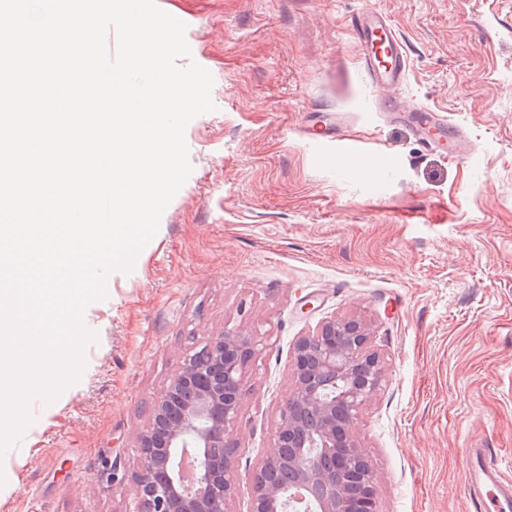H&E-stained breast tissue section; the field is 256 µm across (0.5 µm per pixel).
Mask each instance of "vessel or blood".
I'll return each mask as SVG.
<instances>
[{
	"instance_id": "1",
	"label": "vessel or blood",
	"mask_w": 512,
	"mask_h": 512,
	"mask_svg": "<svg viewBox=\"0 0 512 512\" xmlns=\"http://www.w3.org/2000/svg\"><path fill=\"white\" fill-rule=\"evenodd\" d=\"M353 38L359 47V64L369 79L388 91L384 109L409 124L430 147L451 160L463 159L469 141L447 116L425 107H406L396 92L405 82L409 63L406 46L393 21L384 12L369 8L351 19ZM489 448L468 449L465 466L466 496L470 512H512V480L505 478Z\"/></svg>"
}]
</instances>
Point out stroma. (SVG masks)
I'll return each mask as SVG.
<instances>
[{
  "mask_svg": "<svg viewBox=\"0 0 512 512\" xmlns=\"http://www.w3.org/2000/svg\"><path fill=\"white\" fill-rule=\"evenodd\" d=\"M181 17L214 111L193 170L130 271L83 314L79 380L0 453V512H127L138 433L185 349L225 326L257 354L227 512H248L291 389L295 341L370 322L385 375L358 419L380 512H468L466 449L512 478V0H157ZM387 13L409 57L404 105L444 111L471 155L427 149L382 112L350 20ZM338 113L352 173L306 133Z\"/></svg>",
  "mask_w": 512,
  "mask_h": 512,
  "instance_id": "stroma-1",
  "label": "stroma"
}]
</instances>
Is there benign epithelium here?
<instances>
[{"label": "benign epithelium", "mask_w": 512, "mask_h": 512, "mask_svg": "<svg viewBox=\"0 0 512 512\" xmlns=\"http://www.w3.org/2000/svg\"><path fill=\"white\" fill-rule=\"evenodd\" d=\"M372 336L362 319L341 317L295 342L291 391L273 451L255 470L249 512H285V486L265 478L280 468L305 487L314 512H379L357 432L383 378ZM255 355L252 334L240 327L182 355L138 436L130 512H226L237 495L239 424Z\"/></svg>", "instance_id": "1"}]
</instances>
